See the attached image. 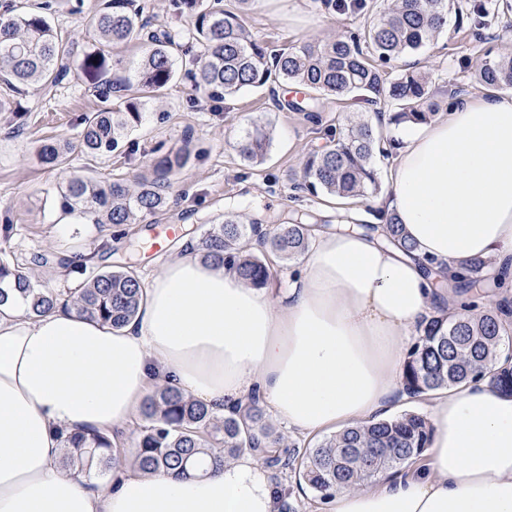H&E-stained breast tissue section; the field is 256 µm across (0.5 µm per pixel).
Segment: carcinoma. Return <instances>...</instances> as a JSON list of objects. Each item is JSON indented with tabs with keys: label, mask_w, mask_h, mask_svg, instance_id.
<instances>
[{
	"label": "carcinoma",
	"mask_w": 512,
	"mask_h": 512,
	"mask_svg": "<svg viewBox=\"0 0 512 512\" xmlns=\"http://www.w3.org/2000/svg\"><path fill=\"white\" fill-rule=\"evenodd\" d=\"M446 0H396L363 34H352L321 43L271 49L258 40L243 15L227 11L207 0H171V9L190 17L192 27L152 29L144 6L134 0H112L92 17L96 44L84 50L81 69L104 76L123 67L119 55L100 48L119 49L133 41L143 47L135 77L101 83L100 96L108 106L83 114L80 143L92 154H108L124 146L125 139L144 119L150 101L179 80L212 99L231 97L246 88H275L298 84L322 95L360 93L364 100L383 99L395 107L390 121L425 123L434 116L427 104L429 79L413 67L388 70L402 57L418 52L435 40L447 25ZM512 11V0H462L457 2L459 25L485 29L490 18ZM69 54L57 31L41 14L0 17V74L21 85L57 86L67 75L63 63ZM479 81L489 89H512V56L486 54L478 70ZM316 98L277 101L279 110L304 112ZM331 145L309 154L296 187L312 196L365 198L380 189L375 156L387 157L396 142L383 136L368 120L328 132ZM271 144V130L253 124L239 137L244 160L260 163ZM69 143L50 142L38 151L41 163L51 167L68 161ZM192 141L156 156L148 173L131 186L124 180L96 183L74 172L60 187L70 212L92 213L103 224H131L139 214H156L169 206L173 178L189 163ZM381 223L352 221L362 231L376 233L404 252L414 244L403 225L391 215ZM309 246V229L302 216L263 230L240 216L224 218L201 238V258L234 271L245 283L263 287L271 279L270 257L288 261L303 255ZM41 264L53 262L66 272L79 270L88 276L78 288L57 292L37 288L31 268L16 256L0 251V304L7 297L4 284L14 285L25 312L42 316L63 304L77 314L114 328L133 319L143 299L137 273L88 267L90 257L75 253L68 258L40 256ZM486 261L465 265L455 285L461 312L448 320L433 319L423 328L407 354L403 384L412 398H419L462 383L488 378L496 388L512 391V367L494 369L498 347L507 333L512 310L479 304L473 288L484 282ZM140 423L129 453L117 447L112 432L77 431L65 437L64 464L75 472L105 479L113 469L152 473L170 471L184 476L207 464L220 468L244 449L254 452L274 473L294 471L315 496L344 485L360 487L380 473L422 456L430 446L433 425L417 412L356 424L323 439L315 446L285 443V437L269 421L265 406L256 398L228 415L171 383L157 385L145 397Z\"/></svg>",
	"instance_id": "cac0c4a2"
}]
</instances>
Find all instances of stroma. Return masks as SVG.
I'll use <instances>...</instances> for the list:
<instances>
[{
    "instance_id": "35a3bbf8",
    "label": "stroma",
    "mask_w": 512,
    "mask_h": 512,
    "mask_svg": "<svg viewBox=\"0 0 512 512\" xmlns=\"http://www.w3.org/2000/svg\"><path fill=\"white\" fill-rule=\"evenodd\" d=\"M105 0H0V7L45 13L50 23L74 44L67 57V78L53 92L33 85L17 90L0 82V100L10 109L0 112V225L9 224V239L0 250L24 259L47 252L82 251L103 269L132 264L141 280H148L164 259L151 243L156 235L176 227L168 248L186 238L199 242L212 225L234 210L244 221L267 225L270 218L291 216L293 210L312 213L323 225L347 217L373 224L375 200L341 203L328 195L313 196L295 189L305 157L326 148L330 128L346 118L368 114L383 136L401 138L402 127L391 124L388 105L366 113L354 94L325 96L311 112L276 110L268 89L250 88L225 99H212L177 84L156 100L141 126L128 137L123 152L91 155L78 146L80 119L98 101L92 82L80 68L84 49L93 41L91 16ZM393 0H365L363 12L330 11L322 0H252L245 18L256 37L274 46L297 45L312 38L324 41L362 30L379 7ZM442 34L418 53L405 56L404 64L420 63L430 75V101L438 116H446L455 89L476 96L486 91L477 76L479 58L473 36L448 12ZM270 125L273 139L264 162L252 164L234 143L251 123ZM192 138L200 153L175 176L173 201L163 212L143 215L135 223L110 226L95 217L60 226L64 212L58 192L71 172L101 181L133 180L144 171L158 148H171ZM69 141L73 150L68 168L40 163L36 149L45 140Z\"/></svg>"
}]
</instances>
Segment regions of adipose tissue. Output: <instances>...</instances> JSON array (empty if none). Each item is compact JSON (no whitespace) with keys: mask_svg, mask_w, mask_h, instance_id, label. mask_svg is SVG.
<instances>
[{"mask_svg":"<svg viewBox=\"0 0 512 512\" xmlns=\"http://www.w3.org/2000/svg\"><path fill=\"white\" fill-rule=\"evenodd\" d=\"M402 141L380 207L413 254L318 229L282 284L257 288L182 242L123 328L1 304L0 512H279V484L251 453L205 475L124 471L103 487L64 466L63 438L126 426L160 378L225 413L257 397L302 434L379 419L405 398L419 325L442 314L467 260L506 269L512 301V94L459 99ZM431 412L423 466L335 487L325 512H512V395L465 383L437 392Z\"/></svg>","mask_w":512,"mask_h":512,"instance_id":"ef3b65f1","label":"adipose tissue"}]
</instances>
